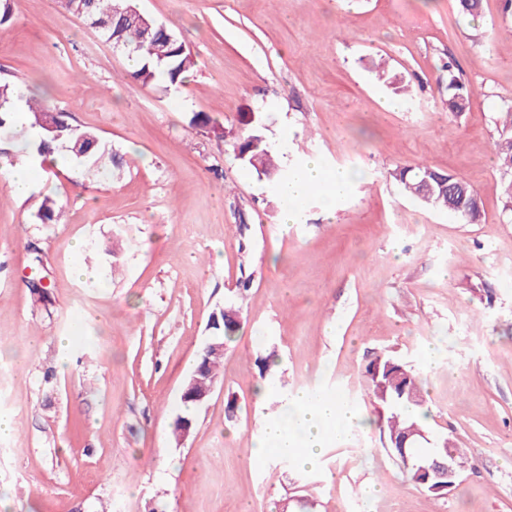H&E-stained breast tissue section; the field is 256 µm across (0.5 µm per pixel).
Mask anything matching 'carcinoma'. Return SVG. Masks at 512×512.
Returning <instances> with one entry per match:
<instances>
[{"mask_svg": "<svg viewBox=\"0 0 512 512\" xmlns=\"http://www.w3.org/2000/svg\"><path fill=\"white\" fill-rule=\"evenodd\" d=\"M63 13L79 16L94 27L102 38L114 45L134 41L135 27L132 22L115 11L116 0H59ZM133 62L130 77L149 85L162 80L170 86L185 82L188 72L194 66V59L178 37L163 24L155 21L151 36L139 49L125 54ZM448 111L452 113L466 110L471 91L455 74V63L448 61ZM371 72L377 80L387 84L396 92L408 91L407 85L379 63L371 64ZM25 101L27 119L32 128L41 133L35 152L47 156L54 151L62 152L63 157L87 168L88 172L102 180H110L114 170L123 166V157L112 153L99 135L88 129H80L67 123L63 115H58L59 126L53 131L44 129V123L51 107L26 94L23 87L13 82H0V140L17 141V151L7 157L11 164L31 156L30 145L24 139V123L15 112V103ZM500 132L493 144L498 169L502 174L500 190L504 199V210L512 212V103H506L499 112ZM248 133L240 138L235 150L240 159L255 173L277 186L287 175L275 160L272 150L263 136L265 116L256 113L244 119ZM390 176L402 186L405 194L427 208L446 209L455 213L461 221L472 224L480 215L477 191L464 179L453 174L439 172L426 164L399 166ZM63 205L47 198L42 205L41 220L52 224L59 220ZM239 309L229 306L212 324L215 333L214 343L224 346L230 341L238 327ZM224 363V353L209 350L200 356L194 371V389L202 390L215 382ZM369 402L379 410L382 431L387 437V451L398 456L406 452L411 456V466L407 473L411 482L428 493L443 497L448 494V480H436L417 474L415 465L432 459L449 458L458 469L466 466L467 453L457 448L444 436L429 434L427 419L429 410L426 400L417 384L412 367L394 357L379 356L366 368ZM429 435L432 447L427 455L419 456L415 447L425 443L421 433Z\"/></svg>", "mask_w": 512, "mask_h": 512, "instance_id": "obj_1", "label": "carcinoma"}]
</instances>
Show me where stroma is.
Wrapping results in <instances>:
<instances>
[{
    "label": "stroma",
    "instance_id": "obj_1",
    "mask_svg": "<svg viewBox=\"0 0 512 512\" xmlns=\"http://www.w3.org/2000/svg\"><path fill=\"white\" fill-rule=\"evenodd\" d=\"M11 3L0 80L128 165L102 182L48 161L19 199L0 141V512H512V216L492 150L512 100L503 0L474 19L455 0H137L196 60L175 89L132 82L54 0ZM379 58L406 94L374 79ZM450 59L473 91L455 114ZM246 112L289 164L356 173L334 213L314 193L284 223L286 202L234 151ZM421 162L474 186L478 223L402 194L391 170ZM48 195L65 204L55 224L38 218ZM34 246L46 305L28 286ZM245 271L223 370L176 444L183 384ZM385 354L422 380L432 434L467 451L446 497L409 482L376 426L329 440L316 469L249 463L290 392L374 418L365 368Z\"/></svg>",
    "mask_w": 512,
    "mask_h": 512
}]
</instances>
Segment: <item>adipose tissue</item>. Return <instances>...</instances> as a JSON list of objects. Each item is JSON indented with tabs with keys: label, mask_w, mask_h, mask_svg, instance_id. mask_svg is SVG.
<instances>
[{
	"label": "adipose tissue",
	"mask_w": 512,
	"mask_h": 512,
	"mask_svg": "<svg viewBox=\"0 0 512 512\" xmlns=\"http://www.w3.org/2000/svg\"><path fill=\"white\" fill-rule=\"evenodd\" d=\"M351 181V174L327 170L318 161L308 160L295 167L279 189L280 196L289 203L285 223L298 222L299 204L314 188H322L323 204L331 209ZM366 423V418L338 400L296 391L288 396L285 414L265 423L250 458L261 460L273 452L298 466L314 468L321 461L328 439L342 437L351 427Z\"/></svg>",
	"instance_id": "ef3b65f1"
}]
</instances>
